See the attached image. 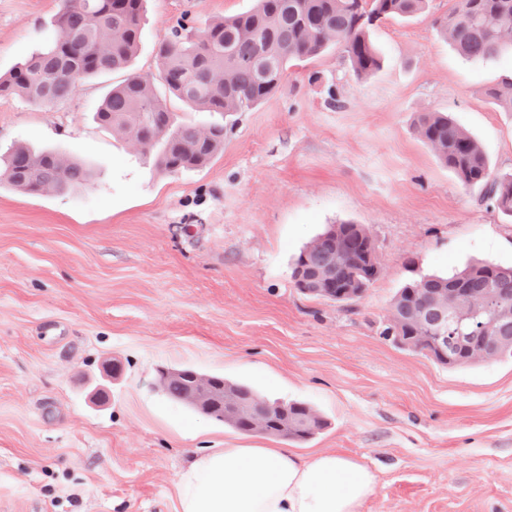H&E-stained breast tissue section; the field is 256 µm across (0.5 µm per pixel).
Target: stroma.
Wrapping results in <instances>:
<instances>
[{
	"instance_id": "stroma-1",
	"label": "stroma",
	"mask_w": 512,
	"mask_h": 512,
	"mask_svg": "<svg viewBox=\"0 0 512 512\" xmlns=\"http://www.w3.org/2000/svg\"><path fill=\"white\" fill-rule=\"evenodd\" d=\"M254 4L144 0L129 71L158 77V41L180 17L201 29ZM60 5L0 0V73L45 42ZM454 5L379 23L383 66L363 80L336 48L243 112L167 96L177 122L225 129L199 170L166 172L97 124L123 73L51 105L0 97V153L55 148L93 172L62 194L0 187V512H174L177 476L203 449L279 447L169 403L162 366L307 402L327 426L288 448L371 468L362 512H512V359L449 369L382 334L407 282L512 265V217L413 131L418 113H445L512 174V112L486 94L512 56L460 57L434 26ZM343 220L377 240L378 277L355 301L303 295L294 257Z\"/></svg>"
}]
</instances>
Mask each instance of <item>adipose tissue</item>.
I'll return each mask as SVG.
<instances>
[{
    "label": "adipose tissue",
    "mask_w": 512,
    "mask_h": 512,
    "mask_svg": "<svg viewBox=\"0 0 512 512\" xmlns=\"http://www.w3.org/2000/svg\"><path fill=\"white\" fill-rule=\"evenodd\" d=\"M375 486L367 466L333 453L213 448L179 473L174 512H361Z\"/></svg>",
    "instance_id": "ef3b65f1"
}]
</instances>
